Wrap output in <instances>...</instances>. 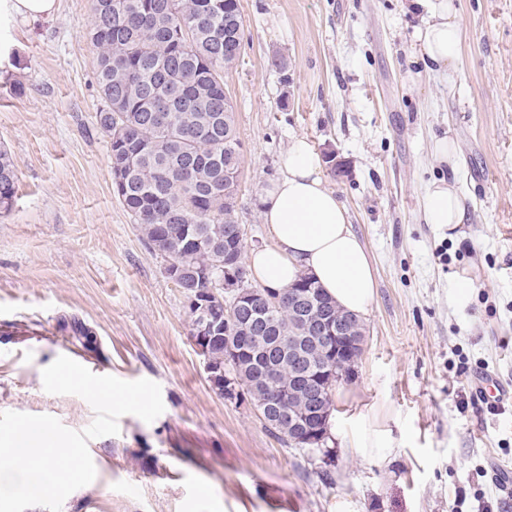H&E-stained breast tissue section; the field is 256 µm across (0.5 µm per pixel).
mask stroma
<instances>
[{
  "label": "stroma",
  "instance_id": "stroma-1",
  "mask_svg": "<svg viewBox=\"0 0 512 512\" xmlns=\"http://www.w3.org/2000/svg\"><path fill=\"white\" fill-rule=\"evenodd\" d=\"M58 2L52 18L0 26L18 45L0 78V145L18 175L0 214V412L84 430L88 402L43 389V369L69 350L95 374L158 383L165 406L153 422L125 415L117 435L89 441L96 476L61 512L512 505L486 475L512 469V409L492 415L470 398L475 370L512 392V0H455L462 55L445 74L427 69L423 19L402 0H240L241 56L224 86L242 143L246 249L273 245L257 200L304 136L376 269L362 358L334 393L328 462L211 389L188 302L113 192L85 36L92 2ZM277 54L286 69L272 67ZM446 134L470 207L454 228L422 213L426 186L444 173L433 140Z\"/></svg>",
  "mask_w": 512,
  "mask_h": 512
}]
</instances>
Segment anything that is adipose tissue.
<instances>
[{
  "instance_id": "1",
  "label": "adipose tissue",
  "mask_w": 512,
  "mask_h": 512,
  "mask_svg": "<svg viewBox=\"0 0 512 512\" xmlns=\"http://www.w3.org/2000/svg\"><path fill=\"white\" fill-rule=\"evenodd\" d=\"M407 7L426 15L419 40L427 66L454 67L462 49L454 0H409ZM433 153L447 164L448 175L428 185L424 219L447 226L465 223L467 208L457 187L459 147L444 135L435 138ZM281 167V176L259 197L261 221L269 225L275 244L249 252L246 264L251 277L261 288L280 292L306 274L341 308L365 313L375 294V271L345 206L326 186L308 138H292Z\"/></svg>"
}]
</instances>
